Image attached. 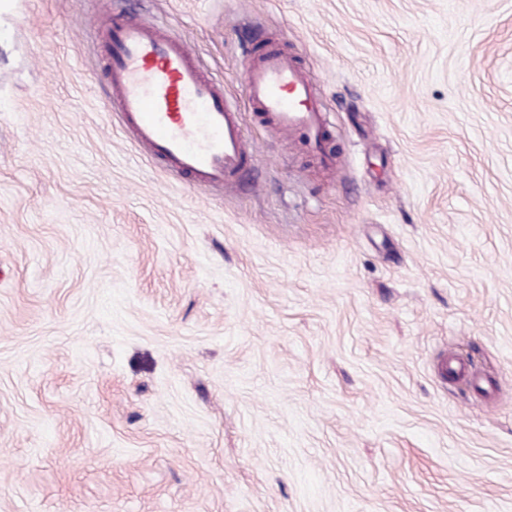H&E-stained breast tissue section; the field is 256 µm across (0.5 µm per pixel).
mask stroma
<instances>
[{"label": "stroma", "mask_w": 512, "mask_h": 512, "mask_svg": "<svg viewBox=\"0 0 512 512\" xmlns=\"http://www.w3.org/2000/svg\"><path fill=\"white\" fill-rule=\"evenodd\" d=\"M328 106L204 191L105 112L102 0H0V512H512V0H116Z\"/></svg>", "instance_id": "stroma-1"}]
</instances>
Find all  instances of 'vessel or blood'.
I'll list each match as a JSON object with an SVG mask.
<instances>
[{
    "instance_id": "1",
    "label": "vessel or blood",
    "mask_w": 512,
    "mask_h": 512,
    "mask_svg": "<svg viewBox=\"0 0 512 512\" xmlns=\"http://www.w3.org/2000/svg\"><path fill=\"white\" fill-rule=\"evenodd\" d=\"M110 46L108 102L124 134L171 175L228 190L254 179L256 145L222 84L179 36L104 8L96 19ZM253 108L282 133L304 132L325 165V108L285 53L255 54L246 80Z\"/></svg>"
}]
</instances>
